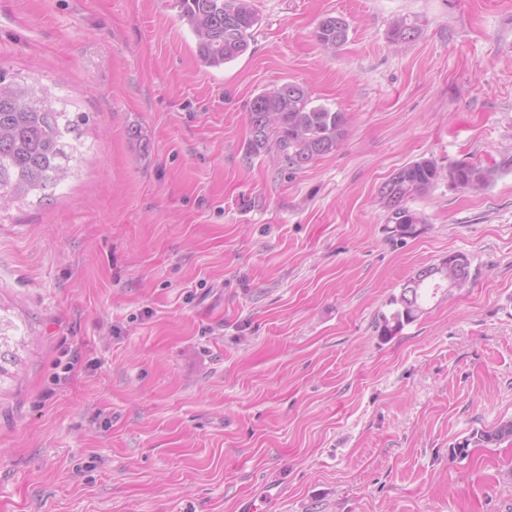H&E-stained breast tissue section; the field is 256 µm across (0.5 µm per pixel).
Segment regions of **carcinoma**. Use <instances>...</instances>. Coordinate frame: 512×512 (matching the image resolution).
Returning a JSON list of instances; mask_svg holds the SVG:
<instances>
[{
  "label": "carcinoma",
  "instance_id": "cac0c4a2",
  "mask_svg": "<svg viewBox=\"0 0 512 512\" xmlns=\"http://www.w3.org/2000/svg\"><path fill=\"white\" fill-rule=\"evenodd\" d=\"M182 19L197 39L199 62L218 68L244 55L250 48L252 31L259 23L253 0H177ZM418 27L396 20L391 40L407 42ZM349 23L339 15L321 19L315 37L328 53L346 44ZM50 90L38 83L8 78L0 70V205L25 200L31 195L47 196L70 174V160L81 153L82 126L89 117L69 112L52 102ZM250 138L246 158L268 157L281 169L296 172L318 158L336 151L347 135L346 113L314 104L311 91L295 82H285L258 93L249 107ZM446 180L455 189L480 190L490 181V172L472 163L448 166L433 158H422L399 168L381 190L389 222L397 225L394 236L415 235L425 223L421 213L407 205L409 197L424 194ZM433 277L410 295L402 288L391 298L392 312L382 315L380 336L388 339L424 313V305L439 289L465 287L472 278L471 265H450L448 258L427 266ZM25 343L23 329L4 314L0 306V348ZM512 443V419L490 430H477L457 443L464 455L470 444Z\"/></svg>",
  "mask_w": 512,
  "mask_h": 512
}]
</instances>
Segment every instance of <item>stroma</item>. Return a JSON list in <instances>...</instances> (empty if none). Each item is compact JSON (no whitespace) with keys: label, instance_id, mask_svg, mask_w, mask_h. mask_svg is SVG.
<instances>
[{"label":"stroma","instance_id":"obj_1","mask_svg":"<svg viewBox=\"0 0 512 512\" xmlns=\"http://www.w3.org/2000/svg\"><path fill=\"white\" fill-rule=\"evenodd\" d=\"M253 4L250 50L206 68L175 0H0V67L90 118L54 196L0 210L27 329L0 512H512V445L453 451L512 418V0ZM288 81L348 119L294 173L245 156L251 99ZM430 157L492 178L409 199L427 222L392 239L379 192ZM453 252L469 287L382 340ZM349 35V23L339 15H327L321 19L315 37L328 53H335L346 44Z\"/></svg>","mask_w":512,"mask_h":512}]
</instances>
